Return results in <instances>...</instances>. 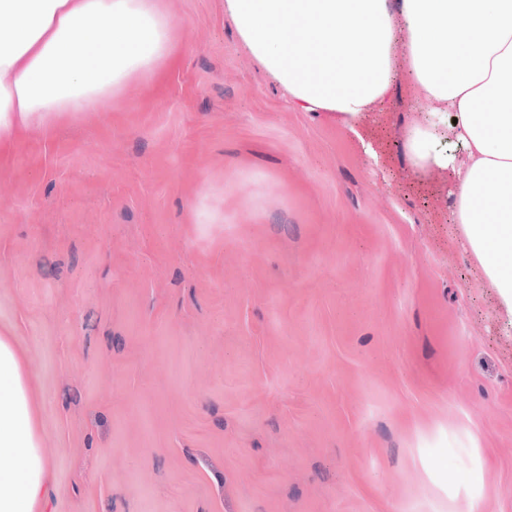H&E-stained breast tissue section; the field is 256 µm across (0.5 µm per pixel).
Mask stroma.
Here are the masks:
<instances>
[{"label": "stroma", "mask_w": 512, "mask_h": 512, "mask_svg": "<svg viewBox=\"0 0 512 512\" xmlns=\"http://www.w3.org/2000/svg\"><path fill=\"white\" fill-rule=\"evenodd\" d=\"M167 5L164 73L0 148L43 512H512V306L411 166L407 58L373 159L293 108L224 0Z\"/></svg>", "instance_id": "35a3bbf8"}]
</instances>
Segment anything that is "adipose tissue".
<instances>
[{
    "instance_id": "1",
    "label": "adipose tissue",
    "mask_w": 512,
    "mask_h": 512,
    "mask_svg": "<svg viewBox=\"0 0 512 512\" xmlns=\"http://www.w3.org/2000/svg\"><path fill=\"white\" fill-rule=\"evenodd\" d=\"M236 32L302 112L356 132L406 54L427 112L405 144L447 174L452 219L512 302V0H225ZM184 33L165 0H0V138L111 109ZM33 378L0 333V512H41L51 463Z\"/></svg>"
}]
</instances>
